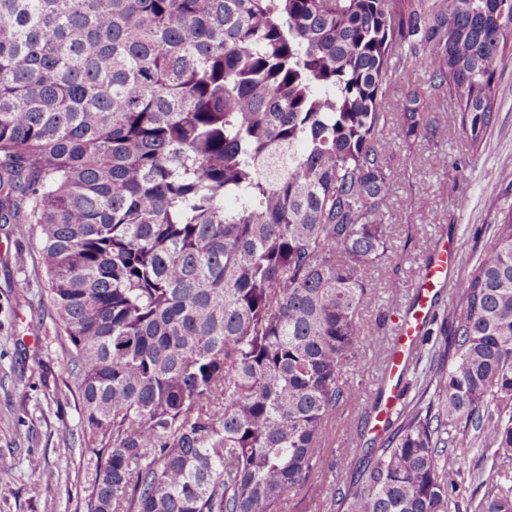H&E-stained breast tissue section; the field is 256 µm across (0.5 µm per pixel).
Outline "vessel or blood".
Returning a JSON list of instances; mask_svg holds the SVG:
<instances>
[{"mask_svg": "<svg viewBox=\"0 0 512 512\" xmlns=\"http://www.w3.org/2000/svg\"><path fill=\"white\" fill-rule=\"evenodd\" d=\"M455 267L456 255L453 246L448 245L447 241H439L431 260L420 269L409 305L397 322L391 341L389 376L393 377L402 372L404 361L416 347L427 320L433 313L436 298L450 285L449 275Z\"/></svg>", "mask_w": 512, "mask_h": 512, "instance_id": "1", "label": "vessel or blood"}]
</instances>
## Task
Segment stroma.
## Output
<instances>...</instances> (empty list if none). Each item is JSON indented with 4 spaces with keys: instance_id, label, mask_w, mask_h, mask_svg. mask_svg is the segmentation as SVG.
I'll use <instances>...</instances> for the list:
<instances>
[{
    "instance_id": "35a3bbf8",
    "label": "stroma",
    "mask_w": 512,
    "mask_h": 512,
    "mask_svg": "<svg viewBox=\"0 0 512 512\" xmlns=\"http://www.w3.org/2000/svg\"><path fill=\"white\" fill-rule=\"evenodd\" d=\"M500 107L495 127L479 155L467 156L454 115L440 108L430 120L444 127L446 167L432 159L433 146L405 147L394 133L384 135L389 154L406 163L412 182L396 186L390 219L388 262L397 271V290L370 272L371 294L361 312L375 342L345 379L353 395L326 426L323 458L308 484L293 488L279 512H330L331 492L341 479L338 464L351 448L350 429L371 417L375 397L370 374L393 327V311L405 304L419 268L439 238L453 242L459 262L475 260L479 233L488 232L501 208L512 205V63L498 82ZM429 187L425 197L414 183ZM69 341L55 321L47 293L46 269L32 224H0V512H85L90 491L85 467L89 433L79 412ZM473 429L454 432L448 481L456 487L460 512L486 492V479L512 486V461L473 447ZM55 473L50 487L34 488L30 459Z\"/></svg>"
}]
</instances>
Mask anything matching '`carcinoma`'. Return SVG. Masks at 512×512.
<instances>
[{
  "label": "carcinoma",
  "mask_w": 512,
  "mask_h": 512,
  "mask_svg": "<svg viewBox=\"0 0 512 512\" xmlns=\"http://www.w3.org/2000/svg\"><path fill=\"white\" fill-rule=\"evenodd\" d=\"M508 61L512 0H0V223L39 228L87 512H277L311 480L408 177L381 134L439 143L437 94L480 152ZM490 229L333 512H452L462 425L512 459L511 205Z\"/></svg>",
  "instance_id": "1"
}]
</instances>
